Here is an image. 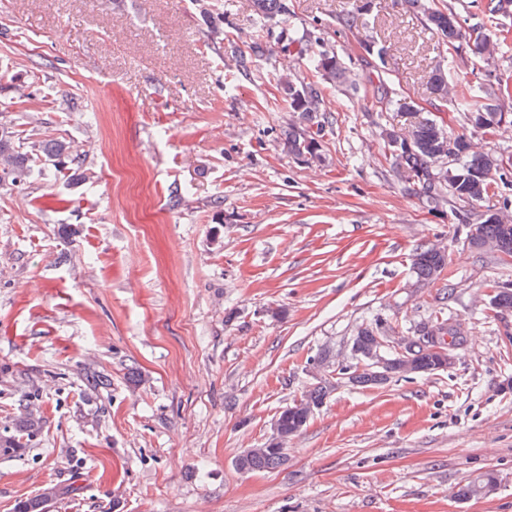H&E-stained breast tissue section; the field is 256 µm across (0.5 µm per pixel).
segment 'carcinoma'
I'll use <instances>...</instances> for the list:
<instances>
[{
    "label": "carcinoma",
    "instance_id": "carcinoma-1",
    "mask_svg": "<svg viewBox=\"0 0 512 512\" xmlns=\"http://www.w3.org/2000/svg\"><path fill=\"white\" fill-rule=\"evenodd\" d=\"M257 15L262 35L250 45V56L260 59L276 44L278 53L289 60L307 61L317 80L308 81L296 75L287 66L279 72L278 80L288 102V123L283 128L279 144L288 156L298 161H318L323 164L326 157L321 152V138L329 123L324 109L323 87H354L360 76L347 66L335 49L319 37L309 33L284 36L274 34V27L288 14V0H250ZM423 25L435 32L439 44L452 48L460 59L469 56L486 64L495 63L503 54L500 40L488 32L478 21L467 24L464 12L468 6L462 0H448L439 4L437 0H400ZM429 82L432 93L441 102H449L456 111L464 114L475 132H488L498 126L508 111L512 110V85L496 78L477 85L463 86L448 78L444 70L432 71ZM402 108L414 117L407 132L393 128H380L379 136L390 151L391 168L394 175L408 188L431 203L450 197L471 207L481 205L498 184L511 185L503 161L477 147L473 136L447 129L437 120L419 116L414 106L402 104ZM65 164L64 171H80L85 155L74 149L72 142L61 138H21L12 128L0 125V182H8L21 190L30 183L34 167L40 160ZM447 167L448 177L438 178L437 167ZM482 235L501 243L500 253L512 255V199L502 197L501 206L488 208L476 214ZM447 265V253L443 246L419 245L412 255V270L416 280L429 286L439 279ZM490 306L498 312H512V288L497 289L490 298ZM447 324L436 320L423 324L416 335L409 337L411 355L416 364L417 375H430L448 368V362L418 344L422 336L433 328ZM373 350L380 351L390 362L393 377L407 376L401 369L400 351L387 350V337L382 323L360 328L350 341V354L363 359ZM339 374L348 376V381L359 386H381L383 382L367 374H355L349 367L340 366ZM335 389V382L326 379L302 393L299 399L283 407L278 415L288 431H303L311 419L309 406H322L324 400ZM17 435L0 439V453L10 455L18 452L32 441L40 431L39 420L31 413L20 416ZM284 464L282 448L266 444L252 456L241 460V466L250 472H261ZM496 487V478L483 473L456 491V496L467 500L486 495Z\"/></svg>",
    "mask_w": 512,
    "mask_h": 512
}]
</instances>
